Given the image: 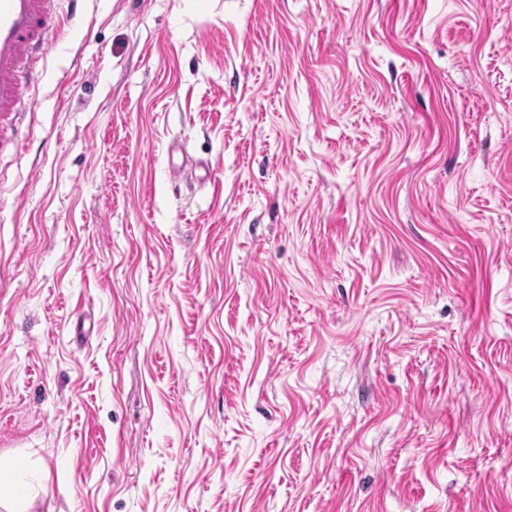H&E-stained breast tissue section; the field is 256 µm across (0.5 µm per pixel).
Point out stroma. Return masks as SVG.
Returning a JSON list of instances; mask_svg holds the SVG:
<instances>
[{
  "mask_svg": "<svg viewBox=\"0 0 512 512\" xmlns=\"http://www.w3.org/2000/svg\"><path fill=\"white\" fill-rule=\"evenodd\" d=\"M0 148L26 512H512V0H80Z\"/></svg>",
  "mask_w": 512,
  "mask_h": 512,
  "instance_id": "stroma-1",
  "label": "stroma"
}]
</instances>
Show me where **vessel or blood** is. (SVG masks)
<instances>
[{
	"label": "vessel or blood",
	"mask_w": 512,
	"mask_h": 512,
	"mask_svg": "<svg viewBox=\"0 0 512 512\" xmlns=\"http://www.w3.org/2000/svg\"><path fill=\"white\" fill-rule=\"evenodd\" d=\"M52 0H0V141L12 131L15 113L34 111L30 68L49 28L60 26Z\"/></svg>",
	"instance_id": "1"
}]
</instances>
